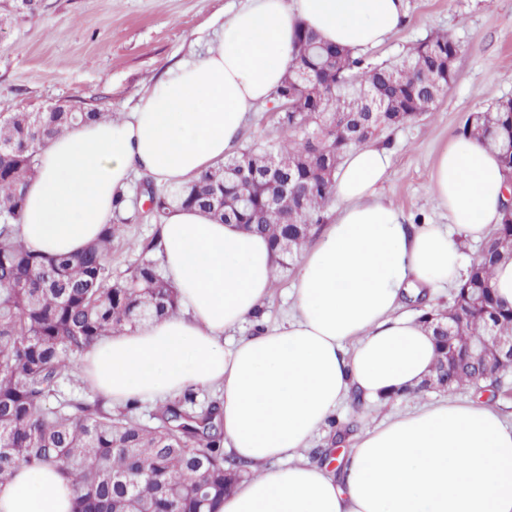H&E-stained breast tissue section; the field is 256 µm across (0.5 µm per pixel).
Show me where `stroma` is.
I'll return each mask as SVG.
<instances>
[{"label": "stroma", "mask_w": 512, "mask_h": 512, "mask_svg": "<svg viewBox=\"0 0 512 512\" xmlns=\"http://www.w3.org/2000/svg\"><path fill=\"white\" fill-rule=\"evenodd\" d=\"M249 0H35L14 10L0 0V115L39 112L51 105L120 115L133 111L168 67L196 60L223 36L226 16ZM445 32L459 44L454 80L433 112L382 137L390 165L378 192L409 224H444L432 199L431 177L440 152L461 135L467 117L512 98V0H405L399 30L368 57H394L418 40ZM136 185H129L130 223L112 269L122 272L157 228L138 214ZM424 392L376 406L349 396L335 425H322L304 456L312 463L339 457L389 418L445 400ZM457 401L487 402L512 424V371L489 391L463 388Z\"/></svg>", "instance_id": "stroma-1"}]
</instances>
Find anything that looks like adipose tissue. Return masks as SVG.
<instances>
[{"label":"adipose tissue","instance_id":"adipose-tissue-1","mask_svg":"<svg viewBox=\"0 0 512 512\" xmlns=\"http://www.w3.org/2000/svg\"><path fill=\"white\" fill-rule=\"evenodd\" d=\"M403 16V0H251L206 56L170 67L134 111L73 128L40 151L20 239L44 256L79 254L111 223L112 200L132 174L175 186L223 162L249 109L272 101L299 29L362 51ZM388 166L374 145L344 159L333 220L302 256L285 323L225 344V332L263 309L275 255L264 236L176 209L159 252L177 313L106 337L84 357L89 388L116 405L219 388L225 453L262 470L218 512H512V427L473 401L388 420L337 474L300 458L348 392L375 402L428 373L435 344L422 324L397 315L403 294L459 282L455 234L488 235L512 186L495 153L457 138L432 175L433 200L451 225L412 230L376 196ZM73 499L71 482L51 467L22 466L0 484V512H71Z\"/></svg>","mask_w":512,"mask_h":512}]
</instances>
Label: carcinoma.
Wrapping results in <instances>:
<instances>
[{
    "label": "carcinoma",
    "mask_w": 512,
    "mask_h": 512,
    "mask_svg": "<svg viewBox=\"0 0 512 512\" xmlns=\"http://www.w3.org/2000/svg\"><path fill=\"white\" fill-rule=\"evenodd\" d=\"M332 45L311 30L297 36L295 58L274 93L288 91L278 114L283 136L235 151L224 164L169 191L147 195L161 226L173 206L195 208L224 224L266 236L278 267L297 261L332 200L334 176L347 153L370 138L431 112L453 79L459 46L437 34L379 63ZM320 79L316 91L297 88L295 69ZM106 112H35L0 117V483L16 467L59 466L76 485L73 512H215L232 483L255 475L224 455L221 403L193 411L190 389L159 406L155 424L140 422V400L106 410L102 402L60 398L71 361L100 339L132 331L176 312L175 288L151 240L122 274L112 271V248L128 226L126 194L113 199L114 223L81 253L45 258L14 235L36 156L49 140ZM462 134L495 148L512 171V99L467 119ZM512 259V215L503 219L473 261L442 313L420 319L436 343L432 375L448 393L497 384L512 370L499 344L512 339V307L492 287L493 270ZM450 327L451 332L443 331ZM482 341L480 350L469 344Z\"/></svg>",
    "instance_id": "cac0c4a2"
}]
</instances>
